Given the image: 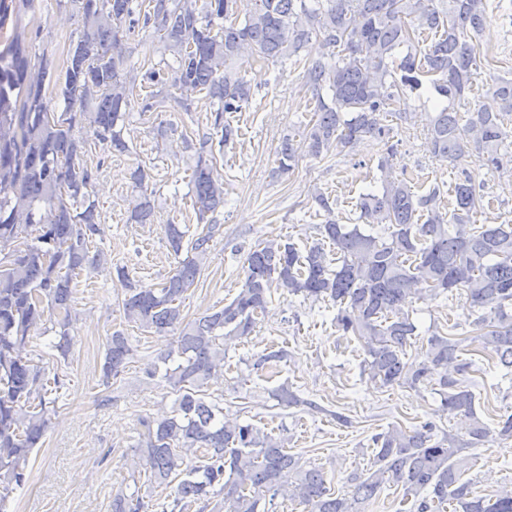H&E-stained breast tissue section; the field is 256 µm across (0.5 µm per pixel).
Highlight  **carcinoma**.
<instances>
[{"label":"carcinoma","instance_id":"obj_1","mask_svg":"<svg viewBox=\"0 0 512 512\" xmlns=\"http://www.w3.org/2000/svg\"><path fill=\"white\" fill-rule=\"evenodd\" d=\"M238 2L55 0L76 25L62 79L55 76V59L25 37L21 12L35 11V0L0 7V32L14 20L0 51V512H11V494L27 482L30 455L43 445L65 387L58 369L32 353V334L51 323L57 336L49 348L68 358L73 276L107 264L103 253L90 251L103 224L89 192L94 173L84 164L89 139L127 153L124 130L134 109L145 113L170 102L188 113L196 93L205 94L212 128L195 148L191 176L201 229L191 235L165 225L174 255L186 256L157 288H139L127 269L115 267L126 322L175 336L144 374L166 383L176 399L169 412L141 419L130 463L166 496L120 490L112 512H205L221 504L224 512H269L279 497L309 506L308 512H365L387 484L413 499L410 512H512V489L492 500L473 495L471 482L461 481L471 467L462 452L512 440V413L499 415L493 429L478 415L476 394L462 379L475 362L465 358L463 340L453 334L460 323L433 326L420 358L408 357L419 336L408 311L413 299L456 291L464 298L472 340L506 370L503 377L512 372V223H476L484 206L471 174L457 178L449 212L439 187L419 193L394 176L393 128L385 124L391 115L408 121L409 113H394L390 105L408 90L430 87L448 101L429 130L436 159L448 162L472 148L490 173L512 165L505 124L512 116V79L490 77L498 109L478 107L465 119L454 109L481 75L483 0H258L242 19ZM416 24L435 33L431 43H415L410 29ZM138 26L159 35L173 62L162 58L142 75L129 65V40ZM314 33L329 51V60L316 59L304 72L315 119L300 135L283 137L278 172L293 170L303 154L319 158L370 137L386 145L378 164L382 190L360 194V225L330 218L329 198L315 192L314 201L329 214L319 232L336 257L320 241L304 254L291 242L262 241L246 254L234 299L189 321L181 299L201 275L220 231L214 214L224 207V179L207 146L216 137L222 149L238 137L224 114L251 102L245 61L283 63ZM147 86L151 91L140 96L138 89ZM57 100L64 102L60 112ZM130 220L153 223L146 193L137 196ZM379 224L384 237L371 232ZM274 287L335 304L337 330L363 347L361 374L382 387L431 388L441 396L442 411L467 419L466 436L439 434L433 422L411 430L393 426L374 436L370 464L350 472L336 493L322 469L255 425L225 418L223 395L209 392L224 379V344L252 333ZM135 356L130 336L113 332L100 385L110 389ZM285 470L295 474L287 486L280 483Z\"/></svg>","mask_w":512,"mask_h":512}]
</instances>
